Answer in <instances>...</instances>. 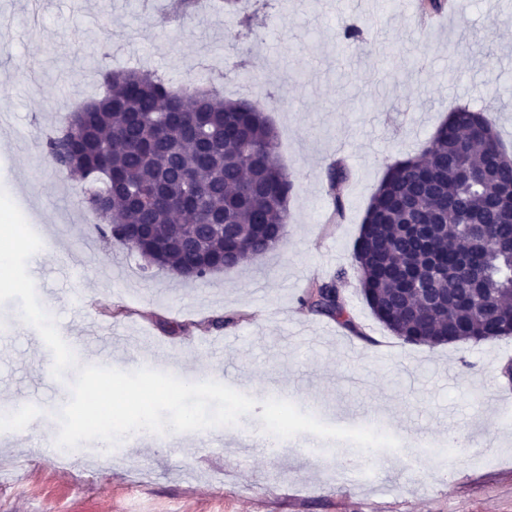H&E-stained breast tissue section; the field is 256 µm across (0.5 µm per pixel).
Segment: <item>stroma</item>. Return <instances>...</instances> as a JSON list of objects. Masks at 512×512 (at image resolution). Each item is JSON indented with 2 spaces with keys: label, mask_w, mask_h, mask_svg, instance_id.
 Masks as SVG:
<instances>
[{
  "label": "stroma",
  "mask_w": 512,
  "mask_h": 512,
  "mask_svg": "<svg viewBox=\"0 0 512 512\" xmlns=\"http://www.w3.org/2000/svg\"><path fill=\"white\" fill-rule=\"evenodd\" d=\"M169 0H0V188L43 247L28 265L38 298L79 365L88 332L112 342L109 367L208 379L264 401H290L322 422H373L398 449L376 456L309 433L279 452L258 413L237 425L138 432L118 454L101 442L56 447L57 414L74 371L51 373L50 351L0 305V512H512V382L501 369L512 336L409 346L371 313L352 250L389 165L418 155L457 106L488 108L512 155V0H455L430 31L407 8L369 0H241L167 22ZM361 31L350 51L340 32ZM236 51L227 54L228 37ZM223 74L224 97L245 78L277 100L269 117L279 161L296 179L286 240L202 281L145 273L134 251L103 237L80 184L44 159L64 111L101 93V68L157 70L199 83V62ZM347 178L329 186V165ZM346 270L354 322L304 309L315 281ZM377 468L340 494L338 475Z\"/></svg>",
  "instance_id": "stroma-1"
}]
</instances>
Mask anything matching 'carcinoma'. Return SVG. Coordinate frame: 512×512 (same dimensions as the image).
<instances>
[{"label":"carcinoma","instance_id":"obj_1","mask_svg":"<svg viewBox=\"0 0 512 512\" xmlns=\"http://www.w3.org/2000/svg\"><path fill=\"white\" fill-rule=\"evenodd\" d=\"M103 94L64 115L46 156L109 202L108 235L177 278L204 280L229 255L288 236L295 179L280 164L269 103L176 86L156 71L101 72ZM482 111L459 107L417 157L390 165L353 261L372 314L409 345L512 335V167ZM339 272L301 306L344 326ZM495 304L484 312L478 297Z\"/></svg>","mask_w":512,"mask_h":512}]
</instances>
